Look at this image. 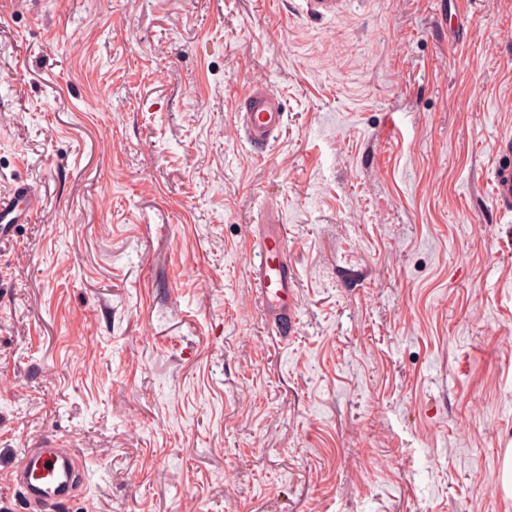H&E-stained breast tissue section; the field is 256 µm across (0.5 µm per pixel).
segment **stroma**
<instances>
[{
	"label": "stroma",
	"instance_id": "1",
	"mask_svg": "<svg viewBox=\"0 0 512 512\" xmlns=\"http://www.w3.org/2000/svg\"><path fill=\"white\" fill-rule=\"evenodd\" d=\"M504 134L512 0H0V191L40 198L0 244V503L57 436L62 512H512ZM274 216L286 341L243 259ZM302 11L307 17L322 20L340 14L347 0H300ZM238 102V124L246 140L255 150L268 151L282 127L284 103L263 83L249 84ZM493 200L503 215L512 213V136L504 135L495 144L492 169Z\"/></svg>",
	"mask_w": 512,
	"mask_h": 512
}]
</instances>
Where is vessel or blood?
<instances>
[{"label": "vessel or blood", "mask_w": 512, "mask_h": 512, "mask_svg": "<svg viewBox=\"0 0 512 512\" xmlns=\"http://www.w3.org/2000/svg\"><path fill=\"white\" fill-rule=\"evenodd\" d=\"M307 17L322 20L340 14L346 0H302ZM285 105L265 84L249 85L239 95L238 124L246 140L259 152L268 151L283 123ZM493 200L503 214L512 213V136L495 144L492 169ZM38 207V195L26 184L13 185L0 194V242L13 239ZM281 224L264 225L259 235L258 260L252 263L254 291L266 321L281 336L294 326V278ZM84 471L69 441L48 438L26 449L11 470L27 512H58L82 494Z\"/></svg>", "instance_id": "b4317fda"}]
</instances>
